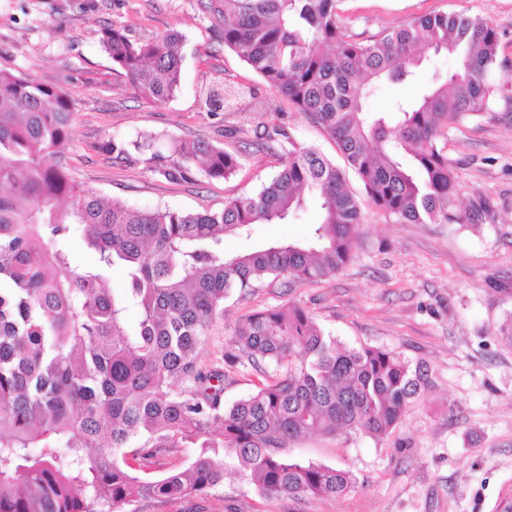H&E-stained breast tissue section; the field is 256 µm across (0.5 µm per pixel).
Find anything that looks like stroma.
Wrapping results in <instances>:
<instances>
[{
    "label": "stroma",
    "mask_w": 512,
    "mask_h": 512,
    "mask_svg": "<svg viewBox=\"0 0 512 512\" xmlns=\"http://www.w3.org/2000/svg\"><path fill=\"white\" fill-rule=\"evenodd\" d=\"M212 0H0V70L66 91L73 100V140L61 161L76 186L139 208L219 211L227 200L254 193L281 168L279 153L255 136L257 124L282 125L305 146L340 160L336 144L288 101L273 93L225 47L224 19ZM350 33L372 37L428 13L478 16L499 33L500 58L512 60V0H343ZM122 25L139 39L181 35V88L165 103L135 95L103 52L105 28ZM453 54L435 56L414 85L384 83L371 101L380 111L396 98L445 78ZM255 90L266 112H210L205 85ZM151 142L113 160L109 140ZM448 161L458 206L489 199L493 214L476 224H401L380 212L356 177L359 225L352 258L338 273L292 291L264 286L224 301L200 358L202 369L233 352V331L249 313L296 305L350 346L368 344L426 362L433 383L393 433L311 434L288 442V456L352 473L343 496L268 499L230 474L208 493L178 503L153 499L123 512H503L512 501V343L499 328L512 317V118L448 125ZM202 141L236 153L229 178L193 166L171 180V146ZM318 220L308 204L286 224H256L250 235H228L224 249L245 253L272 240L309 235Z\"/></svg>",
    "instance_id": "35a3bbf8"
}]
</instances>
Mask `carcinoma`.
<instances>
[{
  "label": "carcinoma",
  "instance_id": "carcinoma-1",
  "mask_svg": "<svg viewBox=\"0 0 512 512\" xmlns=\"http://www.w3.org/2000/svg\"><path fill=\"white\" fill-rule=\"evenodd\" d=\"M341 2L224 0V46L320 126L345 167L276 127L266 137L279 172L217 212L140 209L77 188L65 166L48 164L72 140L71 98L0 71V512H121L204 493L228 471L267 498L343 496L350 472L292 459L286 444L313 433L380 438L431 383L425 362L349 347L298 306L237 323L236 352L224 360L261 374L247 396L224 403V373L198 364L231 291L267 279L292 289L349 262L362 216L346 171L399 223L473 221L455 206L445 129L512 111V87L489 78L512 71L498 58L497 31L477 16L438 13L361 39L348 34ZM179 42L112 27L101 47L140 97L164 103L180 88ZM443 50L457 61L445 81L367 109L376 82H410ZM172 152L181 176L196 162L211 178L240 165L200 141ZM313 198L321 217L306 240L224 251V235L286 224ZM75 236L94 256L82 269L72 266ZM114 268L125 278L118 293L105 287ZM184 444L194 448L188 465L153 472L158 450Z\"/></svg>",
  "mask_w": 512,
  "mask_h": 512
}]
</instances>
